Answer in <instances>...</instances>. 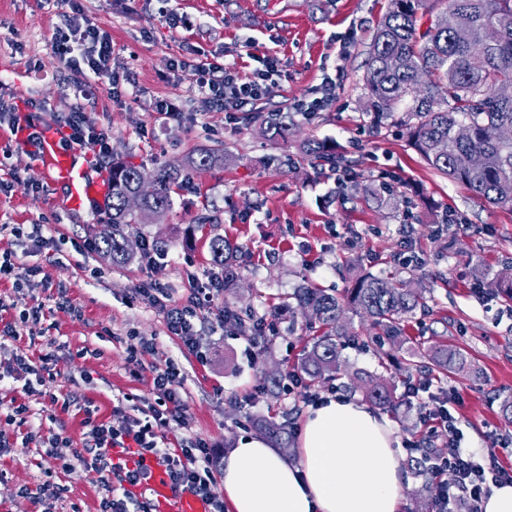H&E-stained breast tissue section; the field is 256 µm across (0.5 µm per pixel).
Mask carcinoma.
<instances>
[{"mask_svg":"<svg viewBox=\"0 0 512 512\" xmlns=\"http://www.w3.org/2000/svg\"><path fill=\"white\" fill-rule=\"evenodd\" d=\"M439 3L445 7L436 12L428 0H388L363 75L368 105L380 119L398 116L408 141L428 167L466 185L490 204L512 207V139L499 137L501 128H512V100L494 96L498 85L512 84V0H433ZM488 27L498 31L497 39L489 43L483 39ZM463 126L469 130L465 138L458 136ZM294 128L288 116L274 112L268 117L266 133L286 141ZM302 152L318 165L334 167L343 162L336 146L318 139L305 140ZM231 157L226 149H210L182 164L157 166L156 193L140 212L126 209L125 198L135 189L141 167L113 162L108 203L112 232L100 238L98 248L111 254L113 263H127L132 255L126 252L120 226L166 218L173 206L172 194L182 187L185 168L212 169ZM355 193L392 212L414 206L406 191L375 180L356 186ZM208 247L213 265L224 274V291L235 289L237 247L220 235L210 237ZM281 307L316 312L321 333L311 338L297 368L303 378L315 382L342 370L341 339L350 335L345 312L367 318L377 342L401 343L407 341L404 322L426 310V297L425 288L416 286L413 277L367 272L339 294L305 282L284 297ZM224 316L250 336L256 335L261 321L259 317L243 320L227 301ZM427 357L443 376L466 365L460 350L446 346L429 350ZM356 377L371 404L389 410L396 407L394 383L359 372ZM257 428L276 446L288 447L285 426L260 419Z\"/></svg>","mask_w":512,"mask_h":512,"instance_id":"obj_1","label":"carcinoma"}]
</instances>
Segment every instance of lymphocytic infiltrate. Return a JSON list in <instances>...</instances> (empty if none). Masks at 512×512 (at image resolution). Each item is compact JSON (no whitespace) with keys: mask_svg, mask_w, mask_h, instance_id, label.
Here are the masks:
<instances>
[{"mask_svg":"<svg viewBox=\"0 0 512 512\" xmlns=\"http://www.w3.org/2000/svg\"><path fill=\"white\" fill-rule=\"evenodd\" d=\"M54 51L79 76L82 86L101 77L115 84L120 81L112 69L111 36L80 14L69 15L65 27L57 30ZM260 63V68L246 78L230 65H200L199 91L204 102L230 115L245 111L268 92L277 73L274 58H261ZM144 259L146 277L136 288L137 296L163 315L171 335L177 336L185 348L194 349L197 323L224 318V310L217 304L224 288L223 278L211 274L206 280L195 281L189 296L180 302L174 299L161 276L164 253L149 242ZM183 380L178 364L167 361L153 370L155 400L145 417L117 405L113 412L121 416L120 425L87 420L88 430L78 457L86 467L112 475L115 481L109 496L101 502V512H129L134 488L147 478L145 459L149 456L165 466L174 486L209 502L211 512H224L223 502L215 500L211 492L215 471L223 466V458L198 438L183 441L175 450L159 444L165 431L187 425L179 394ZM457 401L456 395H449L445 406L427 416L432 431L444 437L447 450L446 457L434 468L435 512H448L452 502L461 504L463 512H483V502L492 487L512 484V468L503 466L496 446H487L479 454L461 447L455 418L449 410Z\"/></svg>","mask_w":512,"mask_h":512,"instance_id":"1","label":"lymphocytic infiltrate"}]
</instances>
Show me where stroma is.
<instances>
[{"label":"stroma","mask_w":512,"mask_h":512,"mask_svg":"<svg viewBox=\"0 0 512 512\" xmlns=\"http://www.w3.org/2000/svg\"><path fill=\"white\" fill-rule=\"evenodd\" d=\"M386 7L387 0H0L1 101L41 105L56 119L82 110L87 125L109 130L113 157L147 171L205 148L226 146L233 154L224 167L187 171L164 220L128 226L136 249L130 263L118 266L101 251L77 249L109 232L103 213L65 208V185L51 182L39 160L0 127V254L12 253L17 266L33 271L19 286L0 279V320L12 321L60 292L74 302L52 307L10 343L34 359L54 353L58 366L35 382L32 395L12 379L0 381V418L15 406L28 408L25 424L6 429L12 450L0 456V512H100L108 494L103 477L74 457L83 446L85 412L112 420L122 399L128 408L147 410L154 400L153 368L169 360L184 375L180 395L189 423L167 431V447L201 438L225 454L240 436L256 434L261 417L299 436L306 387L270 393L259 379L296 369L311 337L308 321L282 313L268 346L252 354L249 337L236 326L204 324L197 342L207 360L198 362L168 332L162 314L134 296L147 241L166 252L164 278L177 300L188 296L190 276L212 268L206 236L239 245L240 281L227 299L244 318L269 313L299 283L340 292L357 270L381 275L412 260L424 280L428 312L407 323V336L429 347H457L467 368L445 378L430 374L429 389L409 393L406 384L423 376L420 369L408 367L401 347L375 346L368 321L355 315L340 376L317 382V389L333 386L359 401L355 372L394 381L397 408L382 416L395 430L403 461L411 455L406 442L427 440L439 448L420 413L436 410L451 390L459 394L454 415L462 448L479 453L512 438V424L500 413L502 400L512 398V302L487 287L489 274L512 271V209L488 204L429 169L393 120L375 121L367 110L363 75ZM74 12L111 34L112 67L122 77L114 90L97 84L89 99L52 47L54 33ZM172 14L181 23L171 25ZM200 53L244 76L257 58L273 57L275 84L252 111L229 118L205 105L197 91L194 60ZM327 76L337 82L327 110L297 116L288 141L264 134L267 113L292 111L294 101L311 96ZM162 99L179 106V118L160 116ZM307 139L344 147L341 174L308 162L300 150ZM381 172L417 191L413 218L349 199L352 180ZM207 213L216 223L200 225ZM449 213L455 223H444ZM18 224L55 225L54 244L39 249L16 238ZM94 268L100 276H91ZM144 341L152 344L150 354L131 361L130 349ZM48 394L69 402V409L50 407ZM57 434L68 447L48 448ZM46 483L64 488L47 505L37 498Z\"/></svg>","instance_id":"stroma-1"}]
</instances>
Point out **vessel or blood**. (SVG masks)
Listing matches in <instances>:
<instances>
[{
  "instance_id": "vessel-or-blood-1",
  "label": "vessel or blood",
  "mask_w": 512,
  "mask_h": 512,
  "mask_svg": "<svg viewBox=\"0 0 512 512\" xmlns=\"http://www.w3.org/2000/svg\"><path fill=\"white\" fill-rule=\"evenodd\" d=\"M61 134L51 127L43 132L40 164L46 175L55 182L65 183L69 189V205L78 209L93 203L107 194L106 183L87 176L77 168L78 148H66L60 143ZM148 478L145 483L157 512H209L208 504L191 493L175 492L164 466L148 461Z\"/></svg>"
}]
</instances>
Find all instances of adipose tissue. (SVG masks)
Returning a JSON list of instances; mask_svg holds the SVG:
<instances>
[{"mask_svg": "<svg viewBox=\"0 0 512 512\" xmlns=\"http://www.w3.org/2000/svg\"><path fill=\"white\" fill-rule=\"evenodd\" d=\"M395 444L368 406L326 398L307 410L297 461L263 437H239L224 458V502L229 512H400Z\"/></svg>", "mask_w": 512, "mask_h": 512, "instance_id": "1", "label": "adipose tissue"}]
</instances>
